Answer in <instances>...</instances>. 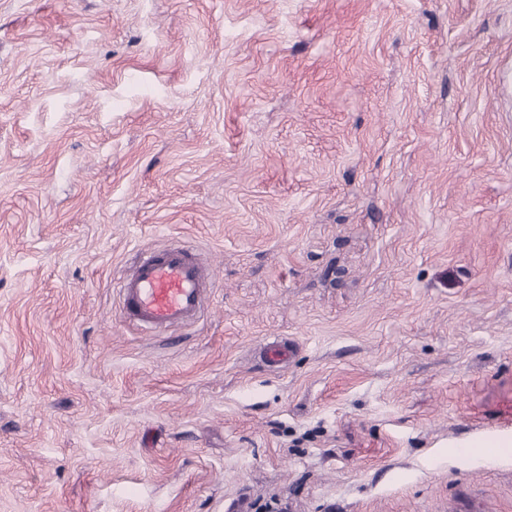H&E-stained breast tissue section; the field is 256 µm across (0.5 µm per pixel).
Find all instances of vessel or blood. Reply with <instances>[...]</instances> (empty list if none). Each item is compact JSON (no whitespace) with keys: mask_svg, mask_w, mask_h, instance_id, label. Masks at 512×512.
Here are the masks:
<instances>
[{"mask_svg":"<svg viewBox=\"0 0 512 512\" xmlns=\"http://www.w3.org/2000/svg\"><path fill=\"white\" fill-rule=\"evenodd\" d=\"M216 281L199 255L182 246L141 253L120 282L126 320L165 330L197 322Z\"/></svg>","mask_w":512,"mask_h":512,"instance_id":"b4317fda","label":"vessel or blood"}]
</instances>
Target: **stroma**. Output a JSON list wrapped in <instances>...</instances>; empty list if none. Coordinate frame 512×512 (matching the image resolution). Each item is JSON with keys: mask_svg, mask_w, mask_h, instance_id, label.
Returning a JSON list of instances; mask_svg holds the SVG:
<instances>
[{"mask_svg": "<svg viewBox=\"0 0 512 512\" xmlns=\"http://www.w3.org/2000/svg\"><path fill=\"white\" fill-rule=\"evenodd\" d=\"M509 402L512 0H0V512H512ZM216 288L199 255L182 246L148 249L120 282L126 320L145 329L190 326Z\"/></svg>", "mask_w": 512, "mask_h": 512, "instance_id": "35a3bbf8", "label": "stroma"}]
</instances>
